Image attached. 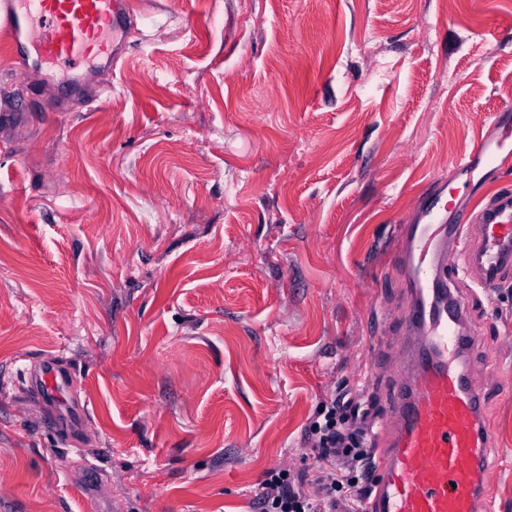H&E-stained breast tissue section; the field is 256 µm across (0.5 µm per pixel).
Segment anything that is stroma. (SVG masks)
Segmentation results:
<instances>
[{
  "label": "stroma",
  "mask_w": 512,
  "mask_h": 512,
  "mask_svg": "<svg viewBox=\"0 0 512 512\" xmlns=\"http://www.w3.org/2000/svg\"><path fill=\"white\" fill-rule=\"evenodd\" d=\"M79 91L0 39V512H260L313 476L308 427L348 393L389 423L422 193L473 204L512 157L458 160L512 101V0H129ZM487 390V489L512 512V275L457 282ZM66 365L69 438L27 388ZM302 478L297 481L286 468L268 471L262 483L261 503L264 512H319L316 500L301 488Z\"/></svg>",
  "instance_id": "1"
}]
</instances>
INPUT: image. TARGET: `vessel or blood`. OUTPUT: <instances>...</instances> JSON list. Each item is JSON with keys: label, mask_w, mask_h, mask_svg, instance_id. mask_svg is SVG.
Wrapping results in <instances>:
<instances>
[{"label": "vessel or blood", "mask_w": 512, "mask_h": 512, "mask_svg": "<svg viewBox=\"0 0 512 512\" xmlns=\"http://www.w3.org/2000/svg\"><path fill=\"white\" fill-rule=\"evenodd\" d=\"M130 10L126 0H0V30L10 59L38 70L73 65L111 69ZM476 139L458 166L491 165L512 153V121ZM444 191L422 194L417 223L403 225L398 266L406 286L404 348L396 369L391 422L375 432L376 479L367 512H495L484 488L497 470L487 451L486 395L470 363L475 332L448 277L449 243L462 247L459 274L477 273L481 288L498 287L512 270V189L480 208L450 204ZM36 395L60 404L69 376L45 362L31 372Z\"/></svg>", "instance_id": "b4317fda"}]
</instances>
